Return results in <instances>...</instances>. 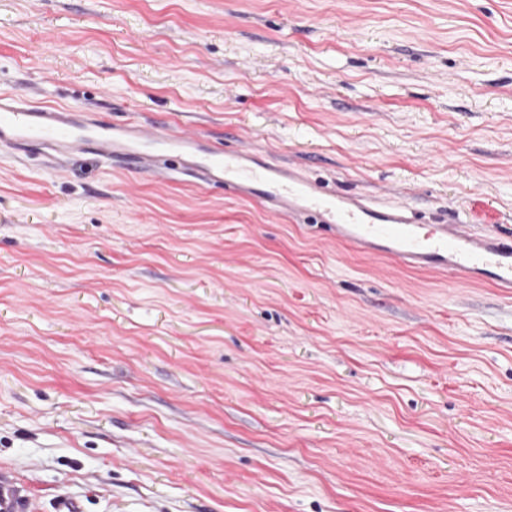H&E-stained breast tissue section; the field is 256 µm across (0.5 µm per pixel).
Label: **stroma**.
<instances>
[{"instance_id": "obj_1", "label": "stroma", "mask_w": 512, "mask_h": 512, "mask_svg": "<svg viewBox=\"0 0 512 512\" xmlns=\"http://www.w3.org/2000/svg\"><path fill=\"white\" fill-rule=\"evenodd\" d=\"M0 93L512 232V0H0ZM1 467L29 512H512V298L0 151Z\"/></svg>"}]
</instances>
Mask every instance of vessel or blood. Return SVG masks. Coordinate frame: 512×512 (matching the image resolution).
Returning a JSON list of instances; mask_svg holds the SVG:
<instances>
[{"instance_id":"b4317fda","label":"vessel or blood","mask_w":512,"mask_h":512,"mask_svg":"<svg viewBox=\"0 0 512 512\" xmlns=\"http://www.w3.org/2000/svg\"><path fill=\"white\" fill-rule=\"evenodd\" d=\"M40 146L47 158L78 153L135 172L170 167L205 187H219L293 217L310 214L337 241L359 253L448 275L451 282L486 283L512 295V240L471 232L464 224H426L404 204L381 205L351 191L328 190L302 167L265 159L260 150L219 147L205 137L161 123L34 103L23 93L0 94V150ZM29 499L12 472L0 470V512H26Z\"/></svg>"}]
</instances>
